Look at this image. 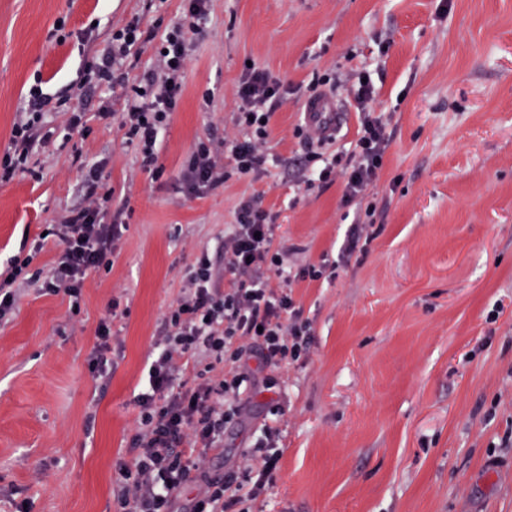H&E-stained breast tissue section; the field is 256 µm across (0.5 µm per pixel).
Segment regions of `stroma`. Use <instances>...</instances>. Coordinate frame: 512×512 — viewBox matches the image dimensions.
I'll use <instances>...</instances> for the list:
<instances>
[{
    "instance_id": "obj_1",
    "label": "stroma",
    "mask_w": 512,
    "mask_h": 512,
    "mask_svg": "<svg viewBox=\"0 0 512 512\" xmlns=\"http://www.w3.org/2000/svg\"><path fill=\"white\" fill-rule=\"evenodd\" d=\"M183 7L0 0V156L34 81L61 104L50 145L0 182V272L16 255L34 270L53 262L56 248L31 243L82 203L85 165L108 158L105 179L126 203L119 249L87 275L78 315L68 297L31 289L0 322V512L20 501L116 512V464L164 315L248 197L275 217L312 330L307 356L275 372L274 388H247L249 418L224 433L223 467L235 470L264 420L284 430L279 471L249 512H512V0H208L155 179L118 122L82 135L67 118L78 105L121 111L86 66L113 28L136 17L150 29ZM249 61L290 86L370 74L390 142L357 236L342 182L309 188L292 167L186 190L196 143L233 127ZM303 103L286 96L272 117L283 157L305 153ZM309 265L320 279L300 277ZM112 307L114 365L97 379L87 361Z\"/></svg>"
}]
</instances>
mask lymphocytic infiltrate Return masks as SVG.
I'll return each mask as SVG.
<instances>
[{"label":"lymphocytic infiltrate","mask_w":512,"mask_h":512,"mask_svg":"<svg viewBox=\"0 0 512 512\" xmlns=\"http://www.w3.org/2000/svg\"><path fill=\"white\" fill-rule=\"evenodd\" d=\"M207 0H185L183 13L163 35L144 31L129 21L113 31L109 46L93 57L89 71L98 85L124 89L120 124L134 144L143 171L160 176L159 143L182 96V74L189 56L188 35L201 31L207 20ZM158 41L157 72L127 83L129 58L139 57L146 43ZM288 92L270 72L248 67L237 87L234 116L237 135L223 148L199 141L184 165V179L199 195L226 183L232 176L260 172L268 160L270 120ZM376 94L372 82L354 91L360 115L350 154L329 157L312 149L314 138L305 128L297 134L305 146L301 176L307 186L343 178L345 205L362 203L363 194L378 176L388 147L383 114L371 108ZM56 106L41 85L29 91L28 105L12 129L10 150L0 164V181L25 171L28 158L55 134L47 117ZM85 201L68 210L59 224L38 236L32 247L42 251L56 243L58 252L46 269L29 272L28 261L11 258L0 277V318L12 313L22 287L36 285L45 294H64L80 301L87 274L110 266L122 237V211L115 208L113 190L103 169L90 167L84 175ZM363 204V203H362ZM273 219L257 200L243 202L232 231L220 244L224 269L216 271L209 251H201L189 266L181 295L163 320L154 341V359L145 389L136 398L138 427L131 438L130 460L117 464L113 491L118 512H233L255 498L263 479L272 477L282 453L277 446V420L265 422L261 436L244 454L248 462L234 476L206 471L213 453L224 450V427L240 418L243 384L252 370H274L299 360L307 344L308 326L292 297L288 254L276 248ZM281 280L272 287L271 276ZM223 372H216V365ZM259 481H252V474ZM202 490L186 495L189 483Z\"/></svg>","instance_id":"obj_1"}]
</instances>
